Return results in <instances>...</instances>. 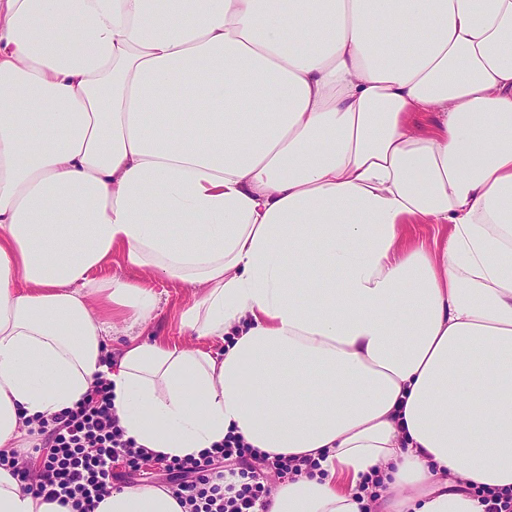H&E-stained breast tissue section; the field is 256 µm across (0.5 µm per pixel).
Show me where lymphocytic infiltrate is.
Returning a JSON list of instances; mask_svg holds the SVG:
<instances>
[{
  "instance_id": "f902f5d3",
  "label": "lymphocytic infiltrate",
  "mask_w": 512,
  "mask_h": 512,
  "mask_svg": "<svg viewBox=\"0 0 512 512\" xmlns=\"http://www.w3.org/2000/svg\"><path fill=\"white\" fill-rule=\"evenodd\" d=\"M38 435V443L10 457L12 474L24 492L71 506L72 512H91L111 493L112 465L122 457L134 468L153 461L170 472V489L186 512H256L257 503L269 493L266 473H297L303 464L299 458H260L253 484L224 496L222 462L233 458L244 462L252 455L242 439L227 437L197 459L172 463L152 458L124 439L112 411L110 389L102 381L75 409L42 423Z\"/></svg>"
}]
</instances>
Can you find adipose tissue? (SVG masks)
Returning a JSON list of instances; mask_svg holds the SVG:
<instances>
[{
	"label": "adipose tissue",
	"instance_id": "obj_1",
	"mask_svg": "<svg viewBox=\"0 0 512 512\" xmlns=\"http://www.w3.org/2000/svg\"><path fill=\"white\" fill-rule=\"evenodd\" d=\"M116 252L223 351L111 360L157 304ZM100 376L136 447L311 459L264 512L512 489V0H0V455ZM0 512L72 510L0 466ZM103 273L140 283L149 280V287L154 290L159 300L153 317L148 322L134 327L131 331H126L122 321L116 320L115 330L112 333L113 357L127 342L129 337L127 333L138 336L140 340H164L191 347H201L214 353L223 349L224 344L220 340L198 339L197 336H189V332L180 326L182 311L202 296L203 288H196L163 276L151 277L146 269L129 266L120 253L112 255Z\"/></svg>",
	"mask_w": 512,
	"mask_h": 512
}]
</instances>
